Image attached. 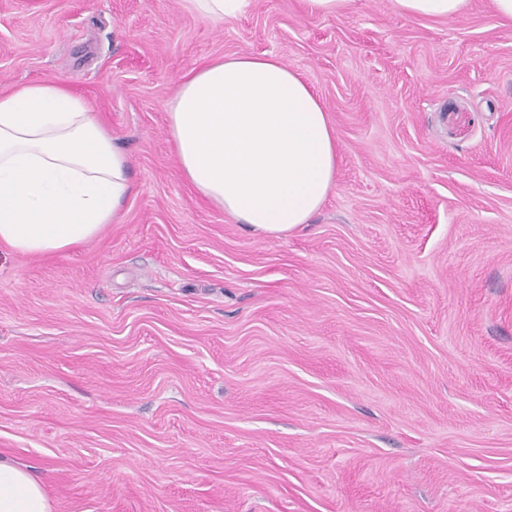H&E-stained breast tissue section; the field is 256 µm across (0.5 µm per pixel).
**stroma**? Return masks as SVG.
Listing matches in <instances>:
<instances>
[{
  "label": "stroma",
  "mask_w": 512,
  "mask_h": 512,
  "mask_svg": "<svg viewBox=\"0 0 512 512\" xmlns=\"http://www.w3.org/2000/svg\"><path fill=\"white\" fill-rule=\"evenodd\" d=\"M271 53L336 187L285 237L203 201L166 105ZM68 82L131 158L122 221L0 249V458L53 512H512V21L391 0H0V88ZM182 7L212 22H224L244 12L253 0H181ZM302 3L312 15L338 16L347 10L350 0H302ZM469 0H392L394 8L411 18L446 20L462 12Z\"/></svg>",
  "instance_id": "35a3bbf8"
}]
</instances>
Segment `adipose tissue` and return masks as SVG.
Masks as SVG:
<instances>
[{"instance_id": "ef3b65f1", "label": "adipose tissue", "mask_w": 512, "mask_h": 512, "mask_svg": "<svg viewBox=\"0 0 512 512\" xmlns=\"http://www.w3.org/2000/svg\"><path fill=\"white\" fill-rule=\"evenodd\" d=\"M469 0H392L445 20ZM171 157L213 207L282 237L309 223L336 185L340 145L319 96L274 55L211 59L182 75L167 107ZM128 156L62 81L0 90V246L51 256L120 221ZM0 512H52L41 482L0 459Z\"/></svg>"}]
</instances>
